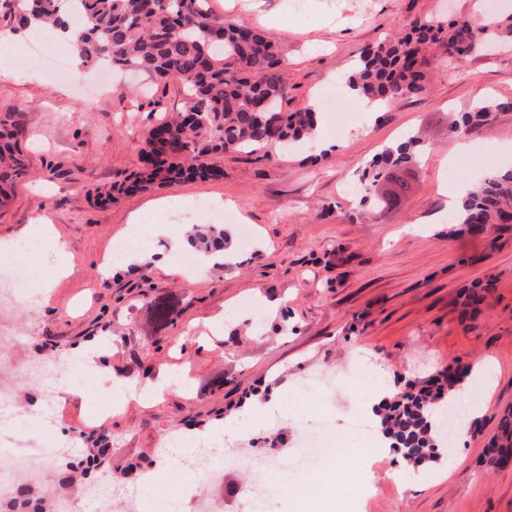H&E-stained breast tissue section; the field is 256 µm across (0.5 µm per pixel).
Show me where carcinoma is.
<instances>
[{"instance_id":"1","label":"carcinoma","mask_w":512,"mask_h":512,"mask_svg":"<svg viewBox=\"0 0 512 512\" xmlns=\"http://www.w3.org/2000/svg\"><path fill=\"white\" fill-rule=\"evenodd\" d=\"M208 0H18L13 29L52 25L79 29L74 46L85 64L106 62L139 70L157 81L179 82L188 94L184 109L154 125L141 149L144 170L115 183L118 193L149 190L191 179L221 175L218 159L226 152H273L312 136L316 112L307 106L289 112V85L276 43L267 33L217 15ZM480 24L468 16L453 20H417L403 37H391L365 48L349 85L359 95L384 106L425 92L420 53L432 49L450 64H461L474 54L488 52L496 40H512V24ZM512 102H478L457 115L448 131L466 136L492 121ZM25 135L21 113L0 118V204L27 170L20 148ZM420 138L411 135L387 149L356 178L360 205H385L397 193L380 197L379 182L410 169ZM512 222V168L483 173L461 199L456 223L472 229ZM190 245L210 252L224 246V230L210 225L188 235ZM456 384L427 396L405 395L379 413L385 436L403 459L417 467L440 459L448 442L432 410L448 406ZM501 437L491 455L512 449V416L501 421Z\"/></svg>"}]
</instances>
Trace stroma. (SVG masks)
Wrapping results in <instances>:
<instances>
[{
	"label": "stroma",
	"instance_id": "1",
	"mask_svg": "<svg viewBox=\"0 0 512 512\" xmlns=\"http://www.w3.org/2000/svg\"><path fill=\"white\" fill-rule=\"evenodd\" d=\"M477 0H209L219 15L273 35L288 68L290 109L309 104L329 76L350 72L366 46L408 31L414 21L453 12L469 15ZM58 49L69 61L68 80L48 86L28 64H15L0 79V116L23 115L21 142L31 161L10 200L0 207V238L24 239L37 213H46L64 234L73 272L55 281L49 302L21 298L13 310L28 362L67 361L77 343L96 339L104 353L99 371L80 379L62 372L57 395L42 403L18 377L15 452L48 454V429L75 434L71 457L88 455L98 436L110 450L106 467L119 478L111 512H126L123 499L143 498L145 512H196L203 495H219L223 512H296L293 487L323 485L332 495L349 490L331 475L334 458L293 472L287 484H270L261 503L246 489L250 475L231 466L234 456L262 460L299 447L303 433L325 423L343 424L358 410L376 417L383 404L419 387L450 366L471 368L465 384L486 400L452 459L407 470L392 480L381 469L398 467L388 452L373 465L348 461L351 472H373L372 491L358 512H512V464L490 463L486 450L512 413V226L472 235L453 224L448 200L460 185L487 167H512V111L471 136L472 151L452 156L455 137L448 115L481 100H512V49L479 54L456 69L429 60L426 91L386 107L374 123L359 119L336 131L322 118L324 136L336 150L280 152L268 159L225 154L220 177L110 196L113 182L141 166L146 131L180 109V83H149L118 73L106 89L97 68L79 66L71 46ZM424 150L412 168L410 189L391 205L362 208L349 188L361 165L413 132ZM190 199L189 223L208 224L201 202L229 201L223 227L229 246L224 262L204 274L188 268L186 224L166 223L141 246L140 257L96 268L123 239L132 215H149L154 201ZM408 224L418 235L403 234ZM58 262L56 251L34 244L7 270L13 278L43 284ZM52 279V278H51ZM488 285L486 299L470 302L465 291ZM268 300L265 321L253 329L228 321L222 333L211 320L251 291ZM169 305L172 323H158L153 302ZM383 371V397L362 398L345 387L300 390L303 379L338 378L364 359ZM125 386L113 388L112 375ZM159 399L141 395L170 375ZM278 395L277 420L242 416L256 391ZM109 420L98 419L108 403ZM242 419L243 436L223 443L224 488L186 485L165 467L162 451L176 436L196 445L199 436Z\"/></svg>",
	"mask_w": 512,
	"mask_h": 512
}]
</instances>
